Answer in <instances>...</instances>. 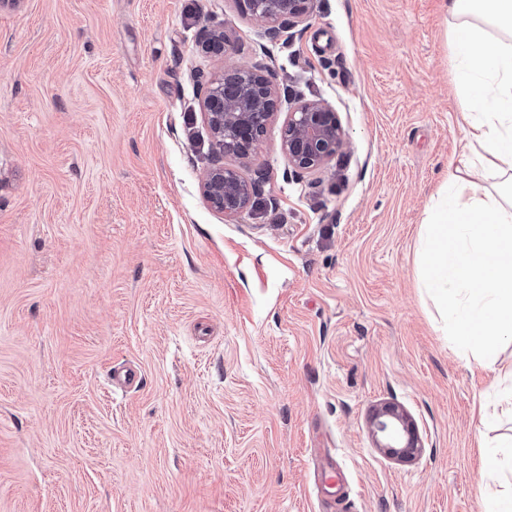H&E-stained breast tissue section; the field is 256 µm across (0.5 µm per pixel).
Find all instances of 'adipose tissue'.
Wrapping results in <instances>:
<instances>
[{
  "label": "adipose tissue",
  "instance_id": "ef3b65f1",
  "mask_svg": "<svg viewBox=\"0 0 512 512\" xmlns=\"http://www.w3.org/2000/svg\"><path fill=\"white\" fill-rule=\"evenodd\" d=\"M458 81L475 117L465 176L421 237L426 288L452 311L453 345L483 366L512 344V0H448ZM495 173L497 192L479 184Z\"/></svg>",
  "mask_w": 512,
  "mask_h": 512
}]
</instances>
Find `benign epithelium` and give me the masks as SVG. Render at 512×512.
Listing matches in <instances>:
<instances>
[{
	"label": "benign epithelium",
	"instance_id": "obj_1",
	"mask_svg": "<svg viewBox=\"0 0 512 512\" xmlns=\"http://www.w3.org/2000/svg\"><path fill=\"white\" fill-rule=\"evenodd\" d=\"M243 13L261 23L265 33L275 36L309 19L315 0H277L275 10L268 0H236ZM209 47L224 54V26L207 27ZM278 93L269 73L259 66H240L206 82L200 107L211 132L212 152L218 157L247 158L277 114ZM348 144L338 113L321 101H305L288 112L281 150L296 173L320 169L343 152ZM203 195L224 217L234 219L259 194L258 185L234 168L215 165L204 173ZM369 433L375 447L398 455L421 450L420 440L406 412L394 405L372 410Z\"/></svg>",
	"mask_w": 512,
	"mask_h": 512
}]
</instances>
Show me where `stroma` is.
Instances as JSON below:
<instances>
[{"mask_svg": "<svg viewBox=\"0 0 512 512\" xmlns=\"http://www.w3.org/2000/svg\"><path fill=\"white\" fill-rule=\"evenodd\" d=\"M450 23L445 0H316L271 38L234 0H0V512H483L512 417L481 423L498 374L420 278L467 129ZM257 64L282 106L223 159L264 177L228 221L199 80ZM299 99L348 136L300 175ZM385 403L414 458L375 447ZM369 433L375 447L398 455L419 452L422 448L406 412L398 406L381 405L372 410Z\"/></svg>", "mask_w": 512, "mask_h": 512, "instance_id": "obj_1", "label": "stroma"}]
</instances>
